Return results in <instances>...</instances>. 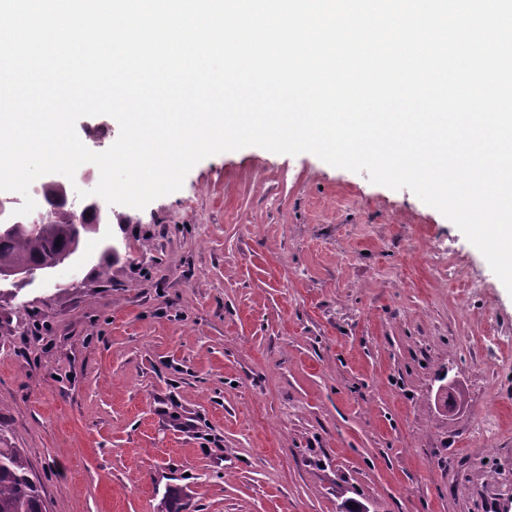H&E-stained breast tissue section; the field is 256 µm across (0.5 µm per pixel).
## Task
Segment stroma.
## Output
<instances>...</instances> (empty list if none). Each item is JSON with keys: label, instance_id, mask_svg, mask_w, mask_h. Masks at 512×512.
<instances>
[{"label": "stroma", "instance_id": "stroma-1", "mask_svg": "<svg viewBox=\"0 0 512 512\" xmlns=\"http://www.w3.org/2000/svg\"><path fill=\"white\" fill-rule=\"evenodd\" d=\"M101 215L0 283L45 512H512V294L411 190L249 146Z\"/></svg>", "mask_w": 512, "mask_h": 512}]
</instances>
